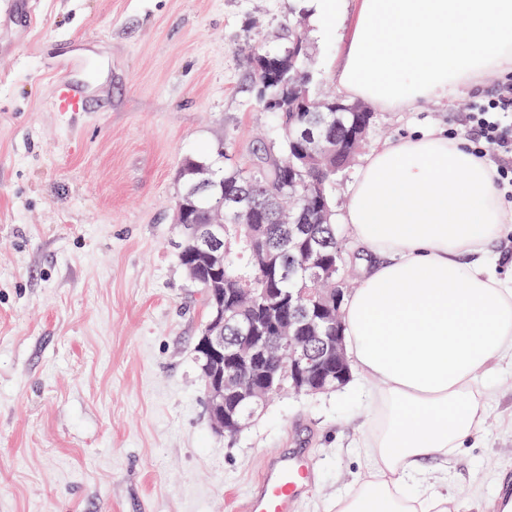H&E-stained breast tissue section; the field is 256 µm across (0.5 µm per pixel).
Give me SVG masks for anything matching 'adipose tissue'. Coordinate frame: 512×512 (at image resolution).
Segmentation results:
<instances>
[{
  "instance_id": "obj_1",
  "label": "adipose tissue",
  "mask_w": 512,
  "mask_h": 512,
  "mask_svg": "<svg viewBox=\"0 0 512 512\" xmlns=\"http://www.w3.org/2000/svg\"><path fill=\"white\" fill-rule=\"evenodd\" d=\"M340 94L412 110L512 76V0H357L339 46ZM374 261L342 306L344 342L374 415L365 477L336 512H459L426 486L484 420L479 374L512 358V284L488 267L512 232L495 173L463 140L419 129L362 160L341 215Z\"/></svg>"
}]
</instances>
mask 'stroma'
<instances>
[{
    "label": "stroma",
    "mask_w": 512,
    "mask_h": 512,
    "mask_svg": "<svg viewBox=\"0 0 512 512\" xmlns=\"http://www.w3.org/2000/svg\"><path fill=\"white\" fill-rule=\"evenodd\" d=\"M30 45L0 64V512H243L266 458L315 464L292 512H336L366 473L373 416L360 374L314 396L272 398L234 438L211 424L194 347L207 319L181 266L174 202L184 158L223 151L246 167L278 144L247 53L283 51L301 28L311 93L337 94V17L299 18L298 0H39ZM97 67L102 101L57 112L63 53ZM490 74L413 112H376L363 152L417 128L448 129ZM480 431L440 492L495 512L512 487V364Z\"/></svg>",
    "instance_id": "35a3bbf8"
}]
</instances>
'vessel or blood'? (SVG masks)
<instances>
[{
  "label": "vessel or blood",
  "instance_id": "1",
  "mask_svg": "<svg viewBox=\"0 0 512 512\" xmlns=\"http://www.w3.org/2000/svg\"><path fill=\"white\" fill-rule=\"evenodd\" d=\"M37 0H0V6L19 20L22 34L35 23ZM63 72L54 77V102L60 112L87 111L94 96L95 74L86 60L68 57ZM311 461L301 455L268 457L261 475L249 492L244 512H289L292 501L310 485Z\"/></svg>",
  "mask_w": 512,
  "mask_h": 512
}]
</instances>
